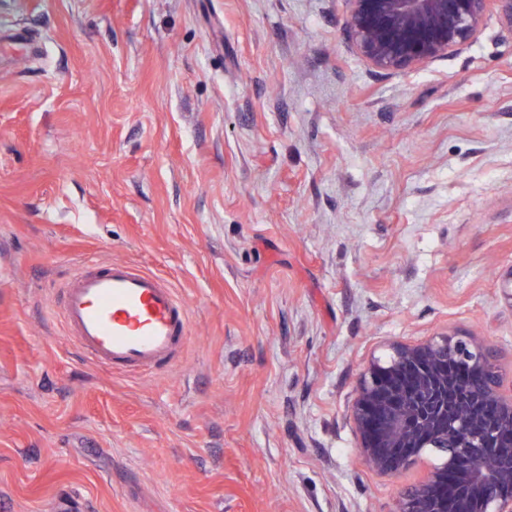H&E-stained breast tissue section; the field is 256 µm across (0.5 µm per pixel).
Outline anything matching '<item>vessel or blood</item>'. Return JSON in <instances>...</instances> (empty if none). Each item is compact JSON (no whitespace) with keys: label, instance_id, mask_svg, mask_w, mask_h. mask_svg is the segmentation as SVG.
Masks as SVG:
<instances>
[{"label":"vessel or blood","instance_id":"obj_1","mask_svg":"<svg viewBox=\"0 0 512 512\" xmlns=\"http://www.w3.org/2000/svg\"><path fill=\"white\" fill-rule=\"evenodd\" d=\"M64 293L68 332L108 368L172 363L189 334L188 308L175 290L128 262L83 260Z\"/></svg>","mask_w":512,"mask_h":512}]
</instances>
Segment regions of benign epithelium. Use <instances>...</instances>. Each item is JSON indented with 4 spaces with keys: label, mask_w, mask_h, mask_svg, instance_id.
<instances>
[{
    "label": "benign epithelium",
    "mask_w": 512,
    "mask_h": 512,
    "mask_svg": "<svg viewBox=\"0 0 512 512\" xmlns=\"http://www.w3.org/2000/svg\"><path fill=\"white\" fill-rule=\"evenodd\" d=\"M356 53L388 75L424 69L492 19L512 33V0H345ZM482 337L393 343L362 371L352 407L364 465L394 475L437 456L397 512H512V386Z\"/></svg>",
    "instance_id": "7a95c632"
}]
</instances>
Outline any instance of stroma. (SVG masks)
Instances as JSON below:
<instances>
[{"label":"stroma","instance_id":"35a3bbf8","mask_svg":"<svg viewBox=\"0 0 512 512\" xmlns=\"http://www.w3.org/2000/svg\"><path fill=\"white\" fill-rule=\"evenodd\" d=\"M344 0H0V512H395L350 416L390 341L512 383V35L405 74ZM161 275L168 370L90 364L78 260Z\"/></svg>","mask_w":512,"mask_h":512}]
</instances>
